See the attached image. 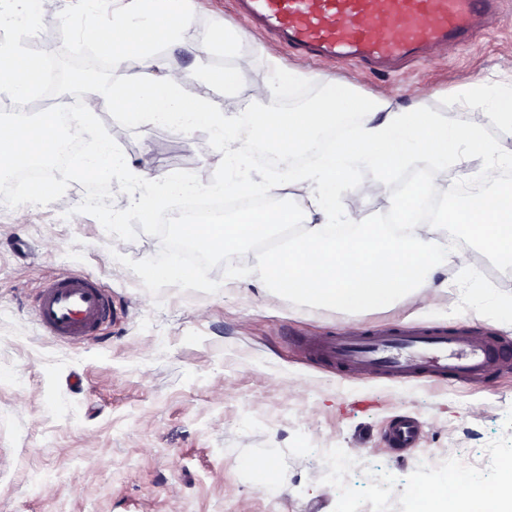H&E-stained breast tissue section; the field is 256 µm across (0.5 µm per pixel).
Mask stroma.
I'll use <instances>...</instances> for the list:
<instances>
[{
	"instance_id": "35a3bbf8",
	"label": "stroma",
	"mask_w": 512,
	"mask_h": 512,
	"mask_svg": "<svg viewBox=\"0 0 512 512\" xmlns=\"http://www.w3.org/2000/svg\"><path fill=\"white\" fill-rule=\"evenodd\" d=\"M271 55L283 69L319 76L271 102L275 111L306 106L337 77L353 87L348 112L372 94L458 118L457 86L512 78V0H501L475 40L386 75L305 59L261 35L243 36L212 64L219 75L240 73L234 91L243 99L264 83ZM100 118L132 165L147 158L165 177L232 176L207 127L186 135L118 112ZM83 195L74 182L38 211L0 205V512H345L324 456L334 448L378 469L402 502L437 484L422 463L428 453L484 459L486 481L496 480L497 456L512 455V363L469 384L399 388L342 380L302 349L306 338L348 328L452 327L463 315L411 301L345 325L248 282L220 297L175 286L155 297L118 258H150L159 239L108 235L77 212ZM67 272L95 277L117 311L103 338L81 347L42 337L31 310L41 284ZM400 413L420 418L422 441L398 458L386 433ZM258 459L269 464L275 498L253 474Z\"/></svg>"
}]
</instances>
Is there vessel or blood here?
<instances>
[{
	"label": "vessel or blood",
	"mask_w": 512,
	"mask_h": 512,
	"mask_svg": "<svg viewBox=\"0 0 512 512\" xmlns=\"http://www.w3.org/2000/svg\"><path fill=\"white\" fill-rule=\"evenodd\" d=\"M499 0H236L246 32L264 33L322 63L355 61L387 73L427 58L435 48L473 40ZM45 337L72 346L98 338L112 320V294L89 276L66 273L46 282L34 300ZM340 375L368 373L400 385L465 382L512 358V350L460 324L394 325L307 346ZM421 426L396 417L388 431L395 454L417 448Z\"/></svg>",
	"instance_id": "b4317fda"
}]
</instances>
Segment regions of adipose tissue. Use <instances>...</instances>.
I'll return each mask as SVG.
<instances>
[{"mask_svg":"<svg viewBox=\"0 0 512 512\" xmlns=\"http://www.w3.org/2000/svg\"><path fill=\"white\" fill-rule=\"evenodd\" d=\"M106 8L100 24L112 38L101 49L111 63L112 85L84 94L87 111H120L134 123L181 132L207 127L211 146L236 165L276 135L285 161L277 185L262 177L246 186L236 180L216 183L203 169L188 179H164L115 153L112 134L105 131L83 167L117 182L120 212L147 213L158 192L167 198L244 190L271 196L281 187L292 204L285 217L296 223L297 233L277 250L255 253L250 274L262 287L307 311L327 309L345 318L389 310L416 297L512 329V293L491 287L462 246L470 239L491 262L512 267V186L474 194L463 190L482 172L512 167V81L487 77L458 86L455 98L468 114L464 120L364 99L344 141L324 149L323 132L345 113L347 86H337L304 110L268 112L262 101L279 99L285 86L307 83L311 74L292 70L286 83L278 69H271L254 102L244 104L228 90L238 72H226L220 81L212 76L215 48L234 49L238 35L220 22L199 30L190 0H107ZM130 29L147 31V39L128 41L124 33ZM158 44L189 48L192 66L175 73L155 52ZM133 56L140 68L132 73L127 63ZM491 125L509 129V136H487ZM409 168L426 172L423 186L393 191L395 175ZM361 169L372 170L374 179L347 191L348 177ZM377 199L385 201L389 223H353L364 204Z\"/></svg>","mask_w":512,"mask_h":512,"instance_id":"ef3b65f1","label":"adipose tissue"}]
</instances>
